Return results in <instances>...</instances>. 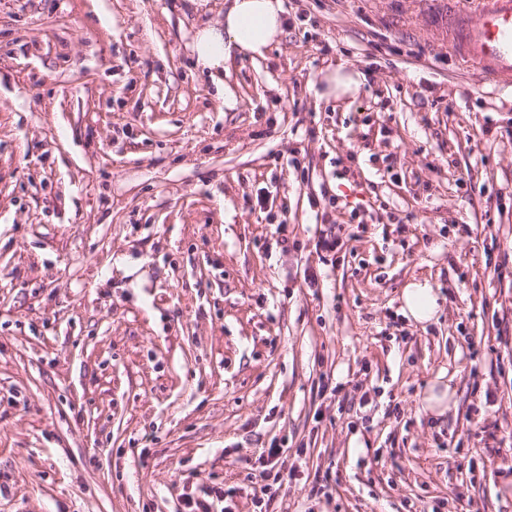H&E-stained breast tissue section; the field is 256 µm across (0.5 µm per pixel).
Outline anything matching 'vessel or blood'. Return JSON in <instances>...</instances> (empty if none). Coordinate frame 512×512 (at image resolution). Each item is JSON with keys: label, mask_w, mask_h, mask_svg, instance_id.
Listing matches in <instances>:
<instances>
[{"label": "vessel or blood", "mask_w": 512, "mask_h": 512, "mask_svg": "<svg viewBox=\"0 0 512 512\" xmlns=\"http://www.w3.org/2000/svg\"><path fill=\"white\" fill-rule=\"evenodd\" d=\"M427 14L448 46L488 78L512 83V0H478L474 13L454 0H426Z\"/></svg>", "instance_id": "obj_1"}]
</instances>
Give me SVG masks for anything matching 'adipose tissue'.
<instances>
[{
  "label": "adipose tissue",
  "mask_w": 512,
  "mask_h": 512,
  "mask_svg": "<svg viewBox=\"0 0 512 512\" xmlns=\"http://www.w3.org/2000/svg\"><path fill=\"white\" fill-rule=\"evenodd\" d=\"M282 0H231L223 20L203 25L191 45L200 73L214 77L223 72L232 54L264 57L283 34ZM403 310L415 322L432 321L438 296L428 282L414 281L402 292Z\"/></svg>",
  "instance_id": "adipose-tissue-1"
}]
</instances>
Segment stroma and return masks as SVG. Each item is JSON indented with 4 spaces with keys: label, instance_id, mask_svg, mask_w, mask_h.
Listing matches in <instances>:
<instances>
[{
    "label": "stroma",
    "instance_id": "35a3bbf8",
    "mask_svg": "<svg viewBox=\"0 0 512 512\" xmlns=\"http://www.w3.org/2000/svg\"><path fill=\"white\" fill-rule=\"evenodd\" d=\"M224 4L0 0V512H258L273 442L274 512H512V87L419 0H283L218 84ZM230 1L224 11V21L203 25L191 45L196 68L216 82L232 50L252 59L264 58L283 34L281 0ZM225 37H228L227 45ZM360 74L337 67L328 70L324 75L321 97L336 99L355 94L360 87ZM403 311L415 322L432 321L439 309L438 296L427 281H413L403 288ZM453 398L449 386L436 389V385L429 388L426 396L423 398L424 406L436 416L443 415ZM197 479L196 489L199 490L202 496L195 498L189 494L182 493L181 496L184 497V506L187 509L185 511L212 512V509L215 506V501L217 503L224 502V495L227 496L228 493L225 494V491L222 488L210 486L205 479Z\"/></svg>",
    "mask_w": 512,
    "mask_h": 512
}]
</instances>
